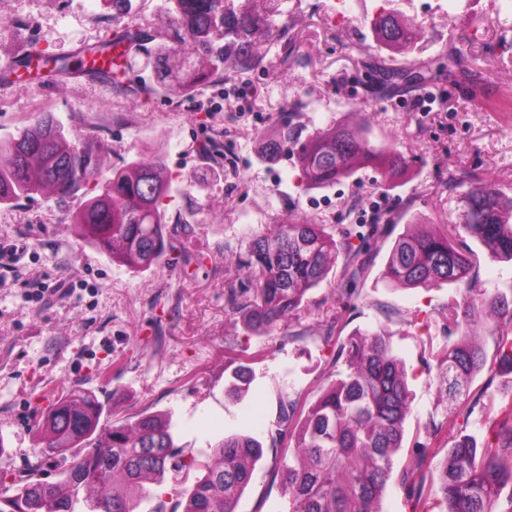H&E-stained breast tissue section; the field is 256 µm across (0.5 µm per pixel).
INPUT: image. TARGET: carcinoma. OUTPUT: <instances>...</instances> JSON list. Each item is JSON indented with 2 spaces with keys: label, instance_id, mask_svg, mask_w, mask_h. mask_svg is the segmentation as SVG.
<instances>
[{
  "label": "carcinoma",
  "instance_id": "obj_1",
  "mask_svg": "<svg viewBox=\"0 0 512 512\" xmlns=\"http://www.w3.org/2000/svg\"><path fill=\"white\" fill-rule=\"evenodd\" d=\"M173 34L159 50L156 68L171 53L186 55L184 72L164 89L191 95L216 77H230L259 64L267 46L288 50V20L272 15L260 20L236 0H167ZM379 53L360 62L367 71V107L396 93H413L429 85L456 83L469 76L461 54L450 51L431 63L394 66L382 52L413 50L421 28L388 9L371 19ZM49 74L71 69L70 58L38 55ZM307 107L302 100L285 108L277 134L263 139L260 154L268 161L290 154L309 189H325L357 171L371 168L381 182L410 173V161L395 148L375 145L357 125L315 129L298 137L289 113ZM100 146L47 115L0 140V204L50 190L64 201L94 183L97 194L70 215L84 241L106 253L112 263L137 271L174 259H192L174 244L163 201L172 179L161 156L138 158L101 177ZM462 229L495 259L512 261V196L492 187H475L463 196ZM456 228L440 231L432 224H409L395 238L382 272L394 288L456 284L466 295L453 310L448 342L436 355V387L457 417L468 402L470 386L484 370L487 355L476 334L488 320L512 325V287L492 296L477 287L475 254L461 248ZM385 234L377 224L353 246L326 231L325 225L290 216L269 231L253 235L240 259L243 278L227 304L241 314L245 327L258 334L281 326L305 308L307 294L320 286L339 256H344L341 293L357 295L370 262V239ZM345 370L323 387L310 404L288 395L279 398L278 427L271 447L286 442L281 473L283 512H384L383 499L392 476L412 512H427L426 485H437L441 512H512V409L490 414L492 439L459 436L445 454L416 441L413 461L396 469L404 448L411 412L404 363L390 336L367 331L342 343ZM232 388L244 397L252 369H232ZM41 448L10 484L3 483L9 463L0 454V512H136L154 496L166 474L172 475L176 503L159 499L153 512H237L264 455L263 443L250 431L227 435L205 457L186 456L174 441L172 414H141L112 420V412L94 391L63 388L38 427ZM56 469L51 482L40 479L44 466Z\"/></svg>",
  "mask_w": 512,
  "mask_h": 512
}]
</instances>
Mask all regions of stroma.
Listing matches in <instances>:
<instances>
[{
	"label": "stroma",
	"instance_id": "1",
	"mask_svg": "<svg viewBox=\"0 0 512 512\" xmlns=\"http://www.w3.org/2000/svg\"><path fill=\"white\" fill-rule=\"evenodd\" d=\"M453 15L433 12L425 0H392L423 28L409 62L461 49L472 78L433 90L431 111L402 95L362 111L360 58L376 53L369 23L382 0H349L351 19L332 18L331 0H284L292 53L271 48L263 65L211 85L202 95L176 99L156 82L155 49L170 16L166 0H134L133 13L113 17L102 0H0V23L16 26L0 40V68L30 51L73 56L89 45L116 41L137 26L143 40L127 56L124 86L72 67L61 77L0 80V140L52 114L75 133L102 145L101 171L110 174L138 152L158 153L192 178L173 188L170 227L190 226L201 264H167L132 272L77 235L70 215L92 196L82 190L67 203L49 193L0 205V242L20 251L16 284L0 288V437L11 469L39 451L38 422L56 392L94 389L114 417L172 411L177 445L208 453L225 435L241 431L249 414L262 435L276 428L280 395L313 402L343 362L338 348L359 332L388 333L402 358L411 391L406 444L425 440V423L442 422L433 448L447 449L458 434L490 437L481 411L447 421L425 365L427 347L446 342L447 305L461 288L394 289L382 279L396 235L411 224H460V190L470 186L512 193V0H458ZM307 101L293 124L301 134L329 123H363L374 144L396 145L412 170L395 186L370 169L326 189H306L292 157L260 156L262 137L277 129L280 109ZM219 140L242 161L223 166L207 157V139ZM382 200L390 235L372 242L373 266L357 301L339 299L341 268L309 294L298 318L266 334L247 330L230 312L227 294L239 284L237 260L253 234L287 216L306 217L328 232L365 233L364 213ZM79 280L89 290L29 302L35 284ZM251 359L255 380L243 401L227 392L225 358ZM279 459L266 449L238 512H278Z\"/></svg>",
	"mask_w": 512,
	"mask_h": 512
}]
</instances>
